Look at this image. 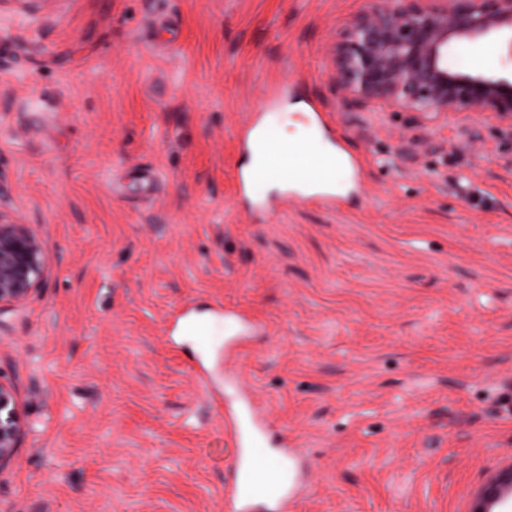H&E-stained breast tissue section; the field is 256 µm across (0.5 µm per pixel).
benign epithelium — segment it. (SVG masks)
Here are the masks:
<instances>
[{"instance_id": "obj_1", "label": "benign epithelium", "mask_w": 512, "mask_h": 512, "mask_svg": "<svg viewBox=\"0 0 512 512\" xmlns=\"http://www.w3.org/2000/svg\"><path fill=\"white\" fill-rule=\"evenodd\" d=\"M512 31V0H371L329 49L336 87L368 112H412L416 122L479 113L512 131V80L448 67V49ZM48 255L29 225L0 213V312L43 286ZM26 422L15 389L0 382V469L14 457ZM512 497V462L490 474L470 512Z\"/></svg>"}]
</instances>
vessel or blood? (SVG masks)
Instances as JSON below:
<instances>
[{
    "mask_svg": "<svg viewBox=\"0 0 512 512\" xmlns=\"http://www.w3.org/2000/svg\"><path fill=\"white\" fill-rule=\"evenodd\" d=\"M240 145L247 152L264 155L268 163L263 171L247 170L236 175L239 193L251 200L250 213L266 215L296 199L315 201L327 209L335 208L337 195L332 186L335 170L329 164L330 150L311 149L303 140L281 142L272 129L262 139L244 133ZM261 179L281 185L282 192L277 199L254 197L255 184ZM222 316L227 326L224 357L239 358L240 339L257 330L258 325L234 309H224ZM187 329L198 343L208 341V322L199 318L189 305L171 314L165 332L179 336ZM271 427V421L259 414L248 391L244 392L238 409L225 412L224 430L238 448L233 477L224 485L225 512H292L302 488V470L293 443L280 438L276 443L278 456L264 470L257 469L248 456L249 449L264 445Z\"/></svg>",
    "mask_w": 512,
    "mask_h": 512,
    "instance_id": "obj_1",
    "label": "vessel or blood"
}]
</instances>
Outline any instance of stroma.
<instances>
[{
    "instance_id": "35a3bbf8",
    "label": "stroma",
    "mask_w": 512,
    "mask_h": 512,
    "mask_svg": "<svg viewBox=\"0 0 512 512\" xmlns=\"http://www.w3.org/2000/svg\"><path fill=\"white\" fill-rule=\"evenodd\" d=\"M367 3L0 9V210L49 255L43 288L0 314L27 423L0 512H224V409L164 335L188 302L264 325L241 373L303 463L293 512H469L512 460V134L351 108L328 49ZM448 63L510 75L512 33ZM314 99L360 181L337 170L334 210L247 216L245 126L313 135L297 106Z\"/></svg>"
}]
</instances>
